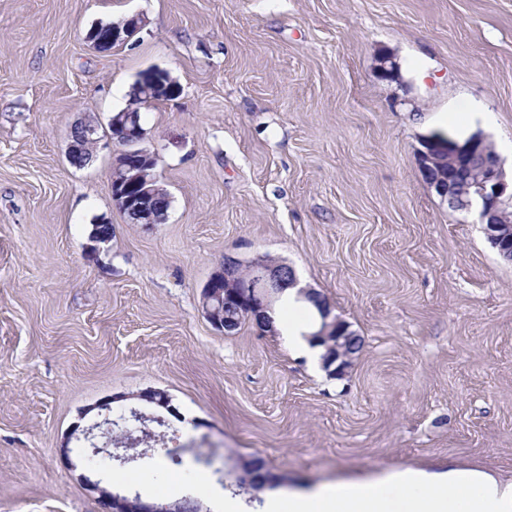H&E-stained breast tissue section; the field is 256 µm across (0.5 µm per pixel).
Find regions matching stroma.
Listing matches in <instances>:
<instances>
[{"mask_svg": "<svg viewBox=\"0 0 512 512\" xmlns=\"http://www.w3.org/2000/svg\"><path fill=\"white\" fill-rule=\"evenodd\" d=\"M133 15L128 43L86 41ZM152 67L181 93L141 110L170 194L146 227L112 201L111 146L77 167L68 135ZM433 133L483 134L512 163V0H0V512H102L70 431L145 410L128 395L147 388L180 416L145 458L104 459L96 480L125 494H192L202 474L254 512L234 485L251 457L286 490L511 482L512 264L425 181ZM228 256L284 261L325 297L362 340L345 377L252 322L212 327L202 289Z\"/></svg>", "mask_w": 512, "mask_h": 512, "instance_id": "obj_1", "label": "stroma"}]
</instances>
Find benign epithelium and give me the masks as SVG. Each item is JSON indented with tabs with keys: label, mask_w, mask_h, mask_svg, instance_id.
<instances>
[{
	"label": "benign epithelium",
	"mask_w": 512,
	"mask_h": 512,
	"mask_svg": "<svg viewBox=\"0 0 512 512\" xmlns=\"http://www.w3.org/2000/svg\"><path fill=\"white\" fill-rule=\"evenodd\" d=\"M142 28L139 17H131L96 31H89L86 40L101 53L112 46L125 43ZM398 65L390 54L378 58V73L383 78L397 76ZM144 104L149 105L167 94H179V84L162 69L154 68L141 77ZM109 137L121 149L112 161V200L118 208L133 216L135 223L149 226L163 220L152 207V201L162 196L164 188L156 174L157 158L151 151L140 147L144 138L140 111L122 110L112 115L108 124ZM98 125L84 119L73 125L69 132L68 156L81 155L89 143L99 142ZM488 140L479 134L464 140L435 135L423 141L418 152V164L428 174L427 180L438 195L448 197V189L455 176L467 171L464 186L465 210L480 204L479 219L491 245L504 259L512 262V214L506 210V201L512 200V176H508L498 154L487 156ZM297 284L295 270L278 260H253L248 264L234 258L224 259V270L213 274L202 290L205 317L218 331L229 333L232 325L224 319V307L233 305L245 317L254 321L261 333L273 331L269 316L273 302L279 294ZM323 325L313 339L326 350L323 363L329 374L342 377L352 364L347 351L354 334L342 320H328V304L321 307ZM129 398L161 407L177 418L179 412L171 405L169 396L160 390L148 389L137 394L119 395L112 401ZM86 487L104 502L107 512H185L186 500L155 498L144 500L112 492L89 477Z\"/></svg>",
	"instance_id": "1"
}]
</instances>
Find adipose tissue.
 Instances as JSON below:
<instances>
[{
    "instance_id": "1",
    "label": "adipose tissue",
    "mask_w": 512,
    "mask_h": 512,
    "mask_svg": "<svg viewBox=\"0 0 512 512\" xmlns=\"http://www.w3.org/2000/svg\"><path fill=\"white\" fill-rule=\"evenodd\" d=\"M310 315L301 320L289 314L281 331L293 352L321 362L323 347L308 335L322 323L312 302L300 301ZM262 512H512V484L499 483L476 471L448 469L427 475L404 472L373 480L322 484L288 494L265 490Z\"/></svg>"
}]
</instances>
